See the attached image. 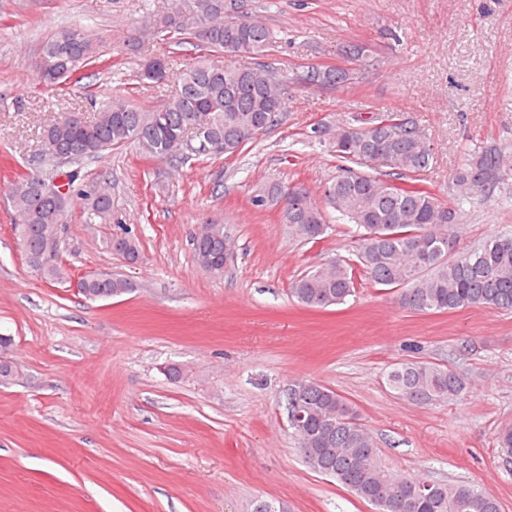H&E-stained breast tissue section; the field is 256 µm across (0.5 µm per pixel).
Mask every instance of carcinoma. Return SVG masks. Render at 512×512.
Returning <instances> with one entry per match:
<instances>
[{
    "mask_svg": "<svg viewBox=\"0 0 512 512\" xmlns=\"http://www.w3.org/2000/svg\"><path fill=\"white\" fill-rule=\"evenodd\" d=\"M242 0H174L145 16L143 33L130 38L136 51L144 39L168 46L192 44L203 51L176 73L177 84L159 108L146 110L118 98L83 122L65 116L41 127L38 165L50 183L61 175L67 191L49 196L25 176L10 187L17 214L15 230L27 266L38 276L65 278L55 260L58 225L64 223L74 199L96 212L104 224L125 234L121 247L105 242L132 264L142 259L140 244L112 211V195L105 182L81 187L76 165L126 143L144 154L185 162L201 155H233L278 123L288 87L336 88L358 79L351 68L312 65L296 77L283 75L267 60L274 37L262 21L242 17ZM230 54L238 65H217L211 54ZM46 71L39 74L47 88L59 87L84 70L102 63L98 44L87 30L72 28L54 34L43 46ZM176 59L170 55L144 59L137 71L139 83H159L152 70L160 67L169 80ZM323 134L337 161L336 176L321 196L304 187L280 181L257 185L250 197L253 207L274 209L288 234L299 242H316L329 230L326 213L332 210L357 229L355 260L338 258L304 272L290 294L301 305L326 308L354 295L355 267L376 285L401 290V304L416 312H444L471 307L512 311V234L487 238L477 247L455 253L460 236L459 211L424 188L403 181L420 180L434 156L417 125L390 113L368 122L326 126ZM385 158L384 170L373 175L356 169L369 156ZM512 162L502 150L485 147L453 170L448 194L462 201L490 195ZM224 229L208 222L191 240L195 260L215 278L224 277ZM84 296L89 300L122 296L134 291V281L111 275L98 280L87 276ZM386 382L400 398L420 404L454 400L470 389L468 377L446 365L410 361L393 365ZM299 390L287 396V407L305 414L302 430L294 431L298 450L314 472L336 479L343 487L373 506L374 512H501L500 502L476 485L459 481L432 483L392 474L379 464V450L359 414L333 389L310 380H297ZM500 457L512 465V426L497 434Z\"/></svg>",
    "mask_w": 512,
    "mask_h": 512,
    "instance_id": "cac0c4a2",
    "label": "carcinoma"
}]
</instances>
